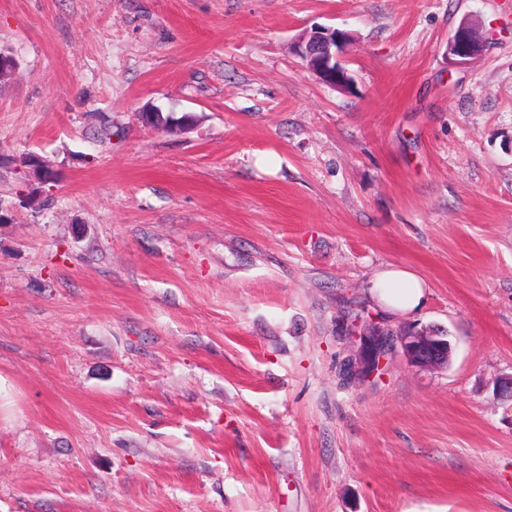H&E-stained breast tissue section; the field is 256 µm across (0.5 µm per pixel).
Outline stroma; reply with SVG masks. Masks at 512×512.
Segmentation results:
<instances>
[{
    "instance_id": "obj_1",
    "label": "stroma",
    "mask_w": 512,
    "mask_h": 512,
    "mask_svg": "<svg viewBox=\"0 0 512 512\" xmlns=\"http://www.w3.org/2000/svg\"><path fill=\"white\" fill-rule=\"evenodd\" d=\"M0 52V512H512V0H0ZM359 314L448 366L344 380ZM485 39L480 38L466 21L457 29L450 41V53L457 57L456 61H466L478 54L484 45ZM329 30L313 31L299 41L300 56L307 67L323 82L330 85H342L347 79L345 70L337 59L339 51L346 45L348 35L344 32ZM372 293L394 312L409 313L418 309L424 300V286L410 270L393 266L376 274Z\"/></svg>"
}]
</instances>
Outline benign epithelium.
Instances as JSON below:
<instances>
[{"label": "benign epithelium", "mask_w": 512, "mask_h": 512, "mask_svg": "<svg viewBox=\"0 0 512 512\" xmlns=\"http://www.w3.org/2000/svg\"><path fill=\"white\" fill-rule=\"evenodd\" d=\"M348 35L336 30L313 31L299 42L300 56L307 67L323 82L340 85L346 80L345 70L337 59L336 51L344 48ZM484 41L469 23H462L450 41V53L465 61L482 49ZM363 365L359 375L367 378L383 368L388 357L396 349H401L407 362L415 367H446L451 355V347L444 331L426 326L389 334L371 327L362 340Z\"/></svg>", "instance_id": "benign-epithelium-1"}]
</instances>
